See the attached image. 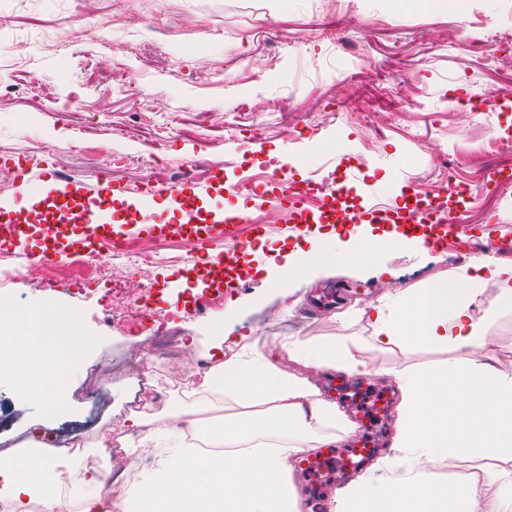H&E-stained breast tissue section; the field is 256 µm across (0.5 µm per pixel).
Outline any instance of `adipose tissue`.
Here are the masks:
<instances>
[{
    "instance_id": "ef3b65f1",
    "label": "adipose tissue",
    "mask_w": 512,
    "mask_h": 512,
    "mask_svg": "<svg viewBox=\"0 0 512 512\" xmlns=\"http://www.w3.org/2000/svg\"><path fill=\"white\" fill-rule=\"evenodd\" d=\"M456 301L444 288L405 296L394 314L376 310L373 342L381 347L409 342L418 334L427 343L476 351L485 344V316L472 312L487 286L512 297V266L471 263L460 277ZM225 359L201 377L202 389L243 407H259L256 416L214 430V441L230 454L204 455L193 447L159 457L136 490L113 504L104 493V472L94 466L74 469L60 457L32 446L11 459H0V500L19 505L39 500L44 512H57L59 490L68 481L96 487L83 499L81 512H299L296 493L282 464L288 455L327 444L321 430L345 423L336 403L324 398L308 378L284 372L277 358L237 356L242 339L224 336ZM289 360L321 371L359 372L361 363L333 344L306 349L295 342L282 346ZM402 389L400 448H444L449 457L486 448L512 460V378H502L488 363L473 359L443 369L397 374ZM232 477V493L220 485ZM477 490L448 489L419 473L413 492L395 486L354 481L337 494L333 512H448L450 503L475 499Z\"/></svg>"
}]
</instances>
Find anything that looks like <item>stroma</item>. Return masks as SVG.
I'll list each match as a JSON object with an SVG mask.
<instances>
[{
	"mask_svg": "<svg viewBox=\"0 0 512 512\" xmlns=\"http://www.w3.org/2000/svg\"><path fill=\"white\" fill-rule=\"evenodd\" d=\"M512 93V0H0V200L16 184L5 162L48 168L66 180H107L120 198L156 184L204 182L224 172L226 188L202 195L201 214L228 207L258 209L287 171L295 190L317 205L350 178L361 206L381 202L400 211L431 182L447 176L453 226L463 243L431 248L384 243L401 225L361 221L274 231L247 252L250 278L200 303L203 281L187 286L186 245L168 233L179 215L157 198L144 221L154 231L138 243L154 257L153 315L126 325L133 268L117 265L100 278L95 261L61 256L52 267L0 282V300L59 338L78 327L87 345L61 384L34 347L0 348V446L7 456L32 441L51 444L63 428L85 420L88 373L98 370L105 401L101 430L85 446L107 472L119 470L102 450L106 427L125 425V443L178 448L185 441L174 413L194 411L196 434L209 439L216 421L243 409L214 405L202 388L178 391L183 368L214 366L218 333L246 337L257 354H275L283 371L308 378L329 395L344 373L291 362L281 342L336 343L366 365L371 385L397 388L395 373L460 363L464 352L413 342L388 349L372 338L374 308H396L408 293L433 288L473 261L489 242L492 262L512 265V184L495 185L480 170L512 167V111L475 112L471 99ZM372 143L364 153V143ZM494 224H487V217ZM370 240L357 257L337 241ZM322 254L310 267L301 257ZM488 311L483 358L512 376V305L499 289ZM153 362L151 383L166 392L146 412V425H126L125 406L142 387L138 362ZM56 390L59 412L47 413L43 392ZM400 422L381 436L384 452L361 473L373 485L401 484L419 472L447 485H475L495 470L475 503L502 502L512 460L489 451L455 459L444 451L399 448Z\"/></svg>",
	"mask_w": 512,
	"mask_h": 512,
	"instance_id": "35a3bbf8",
	"label": "stroma"
}]
</instances>
